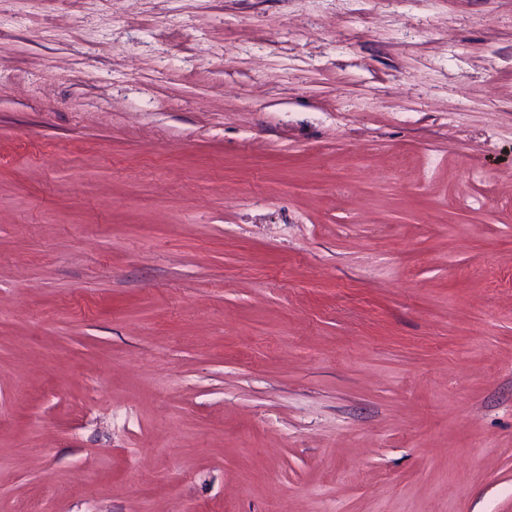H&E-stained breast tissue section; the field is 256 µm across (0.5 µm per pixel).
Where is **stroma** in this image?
I'll return each mask as SVG.
<instances>
[{
	"instance_id": "stroma-1",
	"label": "stroma",
	"mask_w": 512,
	"mask_h": 512,
	"mask_svg": "<svg viewBox=\"0 0 512 512\" xmlns=\"http://www.w3.org/2000/svg\"><path fill=\"white\" fill-rule=\"evenodd\" d=\"M0 512H512V0H0Z\"/></svg>"
}]
</instances>
